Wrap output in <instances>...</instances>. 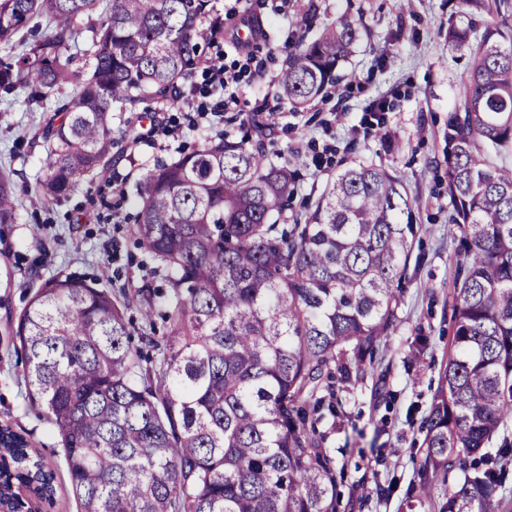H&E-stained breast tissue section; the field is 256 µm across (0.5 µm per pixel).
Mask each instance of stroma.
I'll return each instance as SVG.
<instances>
[{"label":"stroma","mask_w":512,"mask_h":512,"mask_svg":"<svg viewBox=\"0 0 512 512\" xmlns=\"http://www.w3.org/2000/svg\"><path fill=\"white\" fill-rule=\"evenodd\" d=\"M455 0H216L220 15L251 10L268 39L249 53L217 39L207 57L222 58L238 77L235 104L216 111L225 97L210 74L198 69L177 102L150 100L128 113L134 125L149 114L159 122L150 141L117 138L111 166L48 207L31 195L45 169L38 133L43 114L23 95L0 100V168L12 171L19 219L0 224V425L22 433L55 475L49 512H76L59 438L42 413L30 406L20 383L23 363L13 335L38 276L59 270L102 277L104 285L137 292L150 277L127 217L135 210L142 174L178 153L191 150L198 135L223 132L231 117L256 109L269 112L271 147L295 159L298 195L319 194L337 170L367 160L387 167L414 201L413 251L399 284L402 303L394 332L375 355V371L341 388V413L321 425L326 446L345 470L339 484V512H438L445 485L435 481L432 503L413 506L421 495V429L448 361L449 293L456 273L459 232L448 222L445 133L458 98L467 56L448 44V18ZM341 15L360 18L353 54L340 64L335 87L301 112L279 100L275 85L298 38L314 40ZM427 343L420 362L408 355L418 340ZM388 394L372 396L377 374Z\"/></svg>","instance_id":"stroma-1"}]
</instances>
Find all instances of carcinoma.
Wrapping results in <instances>:
<instances>
[{"mask_svg":"<svg viewBox=\"0 0 512 512\" xmlns=\"http://www.w3.org/2000/svg\"><path fill=\"white\" fill-rule=\"evenodd\" d=\"M213 0H0V89L34 86L53 113L36 202L48 206L112 165L115 112L177 100L202 44L224 34ZM98 16L94 26L73 21ZM36 15L49 32L28 38ZM512 0H459L448 45L469 54L448 112V222L460 232L450 353L423 421L422 477L448 481L440 512H502L512 440ZM358 40L342 15L288 47L277 96L295 110L327 93ZM87 61L71 69L70 50ZM157 164L137 186L134 237L160 293L142 295L144 325L170 333L132 349L126 290L57 272L30 295L14 335L22 381L64 451L77 512H338L344 477L323 448L320 411L341 380H364L395 330V283L412 250V204L387 168L336 173L288 214L292 161L264 147L250 118ZM17 223L0 169V224ZM55 474L26 437L0 427V505L35 512Z\"/></svg>","mask_w":512,"mask_h":512,"instance_id":"1","label":"carcinoma"}]
</instances>
